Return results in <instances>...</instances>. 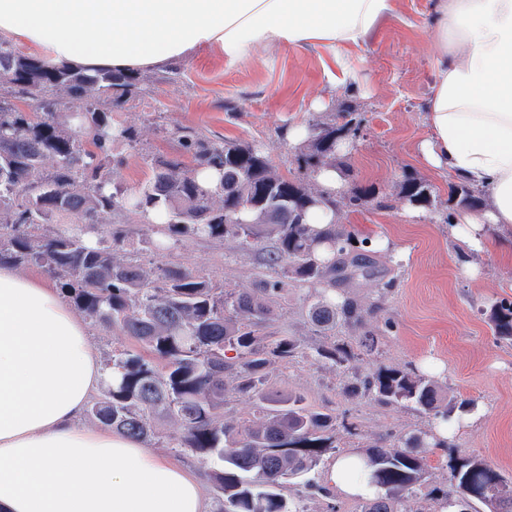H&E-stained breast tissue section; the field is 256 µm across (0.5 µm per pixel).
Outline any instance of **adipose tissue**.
Segmentation results:
<instances>
[{"mask_svg":"<svg viewBox=\"0 0 512 512\" xmlns=\"http://www.w3.org/2000/svg\"><path fill=\"white\" fill-rule=\"evenodd\" d=\"M395 0H0V35L49 65L143 72L214 52L235 64L288 46L316 45L327 75L352 76L346 48L363 45ZM435 82L420 162L484 191L486 208L458 210V260L494 228L512 234V0H437ZM112 374L87 323L59 288L0 265V512H209L202 476L140 440L84 423ZM357 454L324 481L377 495Z\"/></svg>","mask_w":512,"mask_h":512,"instance_id":"ef3b65f1","label":"adipose tissue"}]
</instances>
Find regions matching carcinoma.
<instances>
[{
    "instance_id": "cac0c4a2",
    "label": "carcinoma",
    "mask_w": 512,
    "mask_h": 512,
    "mask_svg": "<svg viewBox=\"0 0 512 512\" xmlns=\"http://www.w3.org/2000/svg\"><path fill=\"white\" fill-rule=\"evenodd\" d=\"M147 82L144 73L89 75L49 66L0 39V264L42 268L92 322L121 329L151 355H107L112 380L87 409L91 419L141 440L155 436L153 415L173 419L179 433L171 438L172 448L210 465L218 512H308L284 489L303 478L307 489L325 492L311 474L337 448L336 429L351 434L354 427L310 410L299 393L266 388L268 355L290 359L300 343L282 336L269 346L260 330L271 319V302L292 280L314 290L307 316L322 334L340 325L358 335L355 346L315 347L318 361L342 368L355 358L354 348L371 352L377 346L370 321L383 311L382 300L336 301V289L355 288L378 274L369 251L352 246L353 225L340 221L341 211L360 205L365 192L332 195L317 180L321 169L342 164L340 153L361 121L350 107L341 123L334 115L314 120L299 147L309 174L293 179L274 169L259 144L216 141L181 127L178 139L193 166L159 161L139 194L128 197L112 182V147L135 143L137 133L114 121L112 109L127 104L132 90ZM17 100L42 115L32 118ZM62 103H75L78 110L63 120L55 111ZM201 167L216 171L215 183L197 180ZM452 191L463 207L485 205L463 183ZM399 198L416 208L432 205L421 178L405 179ZM321 205L333 208V220L317 230L306 215ZM151 210L163 217L154 225L159 250L188 235L234 237L245 244L268 238L273 246L267 263L281 269L282 277L219 291L192 269L146 266L99 238V225L112 217L143 220ZM49 224L66 228L50 231ZM487 317L496 343L511 346L512 301L495 302ZM228 351L234 355L226 356ZM226 374L233 392L259 403V416L243 425L224 419ZM441 391L433 378L383 363L344 386L349 398L402 404L442 420L475 409L474 401L444 399ZM445 447L426 431L389 444L366 438L363 465L378 493L363 500L360 512H413L404 504L417 497L439 501L448 512H471L477 502L487 512H512V479L475 456L450 457L448 489L431 486L428 451Z\"/></svg>"
}]
</instances>
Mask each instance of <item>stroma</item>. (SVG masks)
Here are the masks:
<instances>
[{"label":"stroma","instance_id":"35a3bbf8","mask_svg":"<svg viewBox=\"0 0 512 512\" xmlns=\"http://www.w3.org/2000/svg\"><path fill=\"white\" fill-rule=\"evenodd\" d=\"M432 5L433 0H397L394 13L376 25L361 47L344 51L355 78L336 87L326 79L329 54L312 45L283 48L233 66L217 54L203 53L154 70L152 92L134 96L116 113L136 128L138 143L114 149L112 178L124 193L137 192L154 162L181 155L177 130L182 126L213 139L265 145L279 173L302 177L305 165L282 131L309 126L321 112L353 105L362 127L344 158L350 169L344 186L369 188L374 195L345 212L342 221L353 225L358 237L379 238L386 245L373 250L383 276L344 294L365 303L384 295L383 312L370 322L378 346L375 352H361L345 370L315 362L311 352L323 338L307 316L310 291L289 283L265 333L297 337L301 347L294 358L272 359L267 385L302 394L311 409L334 412L356 425L358 436L336 432L345 454L359 449L364 435L390 442L400 433L434 425L433 417L400 404L346 399L342 388L347 378L370 372L378 363L415 369L436 358L441 364L437 378L449 396L475 400L481 409L475 423L454 432L453 446L512 477V346L495 342L485 315L494 302L512 299V267L502 264L503 239L494 236L474 257L477 275L460 268L456 242L444 222L458 210L453 180L432 174L417 160L427 136L423 116L433 83ZM316 97L322 98V109L312 108ZM408 176L424 179L432 190L433 205L418 218L410 217L409 205L397 195ZM102 230L120 232L135 260L192 268L217 288H249L278 275L263 262L269 247L265 240L245 249L230 237L186 236L160 252L151 225L112 223Z\"/></svg>","mask_w":512,"mask_h":512}]
</instances>
